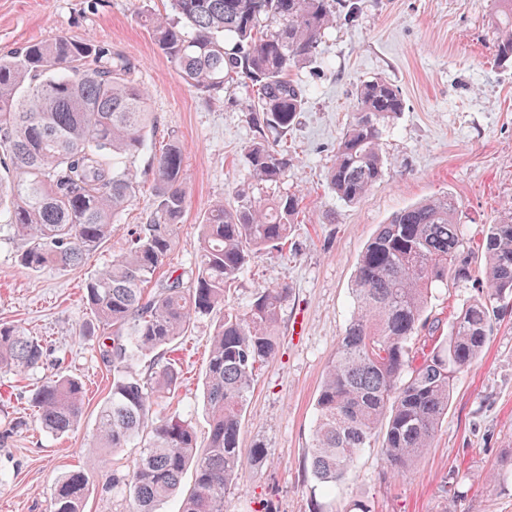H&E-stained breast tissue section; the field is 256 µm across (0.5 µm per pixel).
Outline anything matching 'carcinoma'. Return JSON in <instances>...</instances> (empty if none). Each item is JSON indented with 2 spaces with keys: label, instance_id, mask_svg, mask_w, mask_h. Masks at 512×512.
Returning a JSON list of instances; mask_svg holds the SVG:
<instances>
[{
  "label": "carcinoma",
  "instance_id": "cac0c4a2",
  "mask_svg": "<svg viewBox=\"0 0 512 512\" xmlns=\"http://www.w3.org/2000/svg\"><path fill=\"white\" fill-rule=\"evenodd\" d=\"M361 0H170L171 13L151 14L145 26L183 83L202 95L229 80L252 88L251 123L264 135L244 149L259 184L284 180L292 158L278 138L304 104L291 73L310 63L326 31L352 23ZM495 57L512 58V0H498ZM136 63L110 45L58 36L0 55V219L25 243L20 265L39 272L80 264L112 236L117 218L139 187L135 161L155 124L147 92L134 80ZM356 112L336 146L327 181L349 204L384 175L380 140L404 109L398 88L384 79L363 82ZM154 198L129 246L85 284L95 318L112 328L100 348L112 367V391L97 421L86 467L61 475L49 512H81L90 477L106 453L136 448L132 466L112 473L105 489L123 486L133 512H159L188 465L193 489L181 512H224V494L244 465L240 448L247 393L278 349L277 323L288 287L258 291L243 311L225 295L266 249L288 244L301 197L280 195L256 205L215 202L200 221L189 280L169 273L156 280L178 243L186 208L184 153L169 143L151 169ZM453 195L423 200L381 224L359 256L352 277L353 309L316 399L308 458L314 477L331 488L382 434L387 467L413 468L448 415L459 374L479 363L493 329V302L512 296V208L482 232L486 293L463 304L448 333L419 357L414 343L429 329L432 289L471 278L465 225ZM154 290L147 293L148 284ZM217 314L203 397L209 417L206 450L196 451L191 421L155 409L180 385L169 357L196 315ZM43 343L20 325L0 324V370L41 367ZM149 362L136 378L129 365ZM83 385L70 376L45 381L32 402L47 433L64 435L80 423Z\"/></svg>",
  "mask_w": 512,
  "mask_h": 512
}]
</instances>
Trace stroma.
Instances as JSON below:
<instances>
[{
	"label": "stroma",
	"mask_w": 512,
	"mask_h": 512,
	"mask_svg": "<svg viewBox=\"0 0 512 512\" xmlns=\"http://www.w3.org/2000/svg\"><path fill=\"white\" fill-rule=\"evenodd\" d=\"M353 23L337 22L323 39L320 63L296 71L306 93L287 135L293 158L284 180L256 185L243 158L259 139L244 105L250 88L227 82L212 97L190 91L152 41L143 15L163 0H0V54L30 42L76 35L112 45L137 62L156 128L137 160L148 169L155 146L184 149L187 206L166 270L191 273L197 225L216 200L238 194L263 204L291 192L302 198L291 247L267 250L231 289L226 305L241 309L258 289L284 284L279 348L259 372L247 398L241 432L246 461L226 495V512H512V482L490 486L512 455V301L500 313L481 361L459 375L448 415L431 448L412 471L395 473L379 446L364 449L335 489L312 476L315 401L351 314L357 259L380 224L423 199L452 194L471 237L512 206V61L494 56L496 0H362ZM382 78L395 84L404 110L384 132V175L354 204L326 185L336 143L353 118L356 89ZM153 200L140 189L112 237L76 268L31 272L20 266L22 241L0 229V324H18L44 343L42 368L0 371V512H48L54 482L82 466L112 370L100 358L108 334L90 312L85 283L122 254ZM470 282L436 291L428 318L447 329L453 311L482 293V259L473 257ZM215 316H197L175 343L182 379L172 406L191 415L199 441L209 431L202 382ZM69 374L84 387L80 426L53 436L33 422L32 396L47 379ZM266 449L251 459L253 449ZM136 449L104 456L84 512H130L124 488L101 489L104 472L131 465Z\"/></svg>",
	"instance_id": "1"
}]
</instances>
